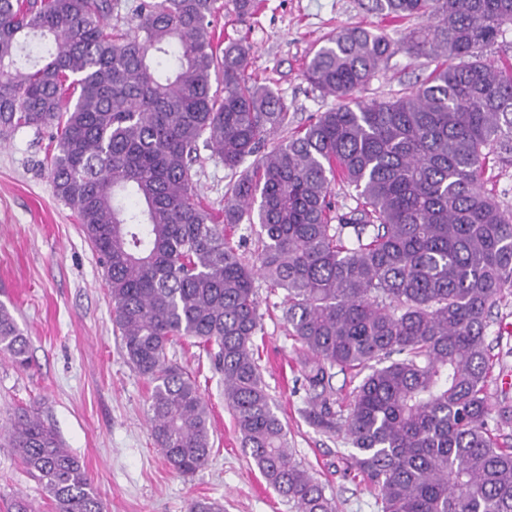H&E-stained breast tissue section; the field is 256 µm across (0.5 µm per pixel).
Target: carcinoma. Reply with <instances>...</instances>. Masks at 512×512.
Returning a JSON list of instances; mask_svg holds the SVG:
<instances>
[{
    "label": "carcinoma",
    "mask_w": 512,
    "mask_h": 512,
    "mask_svg": "<svg viewBox=\"0 0 512 512\" xmlns=\"http://www.w3.org/2000/svg\"><path fill=\"white\" fill-rule=\"evenodd\" d=\"M117 5L0 0V137L50 132L54 193L101 258L170 468L189 476L212 455L209 404L167 356L193 338L224 375L266 483L296 512H336L288 448L254 357L260 277L285 291L304 418L351 445L381 512H512V448L496 435L512 427V405L489 392L487 343L492 306L512 291V210L478 181L489 154L512 160V66L475 54L512 32V0H373L393 18L430 15L409 49L442 64L415 89L360 100L391 43L341 28L305 70L336 105L268 150L288 105L248 74L243 39H215L219 0H140L126 29L111 24ZM32 36L55 44L33 67L19 54ZM201 143L231 172L219 214L195 192ZM336 180L355 206L333 201ZM243 222L257 236L251 264L227 233ZM29 348L0 303V354L25 370ZM335 368L362 376L345 414ZM6 439L53 512H104L38 408L20 410ZM187 512L224 504L193 499Z\"/></svg>",
    "instance_id": "1"
}]
</instances>
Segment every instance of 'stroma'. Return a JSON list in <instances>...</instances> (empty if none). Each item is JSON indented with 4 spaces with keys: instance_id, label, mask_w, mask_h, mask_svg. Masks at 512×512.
Instances as JSON below:
<instances>
[{
    "instance_id": "1",
    "label": "stroma",
    "mask_w": 512,
    "mask_h": 512,
    "mask_svg": "<svg viewBox=\"0 0 512 512\" xmlns=\"http://www.w3.org/2000/svg\"><path fill=\"white\" fill-rule=\"evenodd\" d=\"M423 17L397 21L371 0H262L245 18L227 5L215 17L218 33L245 38L249 71L285 100L292 125L334 106L305 79L313 50L342 27L386 35L394 53L361 90L360 100L386 99L417 87L436 60L413 56L408 33ZM47 134L28 130L0 139V303L30 339L31 368L15 369L0 356V433L17 409L37 405L42 420L84 464L106 512H186L188 501L212 498L224 512H294L245 454L224 379L210 355L190 339L174 341L168 357L196 380L211 408L214 449L208 466L175 474L156 447L146 417L150 386L127 362L112 324L103 268L75 215L53 192ZM197 193L214 210L224 207L229 170L208 148L196 166ZM262 330L256 338L263 379L288 432V446L333 496L336 512H379L374 489L350 466L351 449L309 425L301 415L306 392L299 349L284 320V292L256 280ZM488 332L493 397L512 402V295L496 302ZM23 495L52 512L40 484L0 437V512Z\"/></svg>"
}]
</instances>
